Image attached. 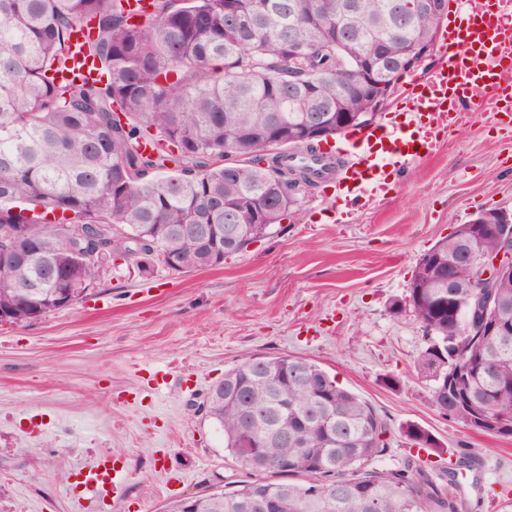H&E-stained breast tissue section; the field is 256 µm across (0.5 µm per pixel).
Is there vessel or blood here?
<instances>
[{"mask_svg":"<svg viewBox=\"0 0 512 512\" xmlns=\"http://www.w3.org/2000/svg\"><path fill=\"white\" fill-rule=\"evenodd\" d=\"M464 24L444 36L442 62L408 89L400 119L361 133L357 152L336 179L337 199L352 203L380 197L400 164L432 154L439 132L462 127L469 112L512 113V0H458ZM82 502L94 512L100 499L118 493L121 475L109 456L79 465Z\"/></svg>","mask_w":512,"mask_h":512,"instance_id":"vessel-or-blood-1","label":"vessel or blood"}]
</instances>
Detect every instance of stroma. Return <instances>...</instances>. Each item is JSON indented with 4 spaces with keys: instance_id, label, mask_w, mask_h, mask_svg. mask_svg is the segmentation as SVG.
I'll use <instances>...</instances> for the list:
<instances>
[{
    "instance_id": "stroma-1",
    "label": "stroma",
    "mask_w": 512,
    "mask_h": 512,
    "mask_svg": "<svg viewBox=\"0 0 512 512\" xmlns=\"http://www.w3.org/2000/svg\"><path fill=\"white\" fill-rule=\"evenodd\" d=\"M512 213V124L488 112L405 164L384 200L336 204L309 188L266 238L202 271L116 261L91 295L20 325L0 326V512H72L73 470L115 456L124 512L233 489L243 472L198 406L226 369L287 353L320 365L386 422L381 469L406 463L443 482L448 455L468 453L458 512H495L512 496V437L442 416L413 364L427 339L394 315L420 257L480 212ZM169 381L155 391L152 376ZM428 430L437 448L402 433ZM185 480L167 486L161 454Z\"/></svg>"
}]
</instances>
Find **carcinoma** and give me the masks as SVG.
<instances>
[{
	"mask_svg": "<svg viewBox=\"0 0 512 512\" xmlns=\"http://www.w3.org/2000/svg\"><path fill=\"white\" fill-rule=\"evenodd\" d=\"M362 29L359 48L404 51L416 31L441 18L414 13L415 0H148L140 20L121 0H0V307L9 323L37 320L84 297L88 284L120 257L144 274L219 266L266 237L321 172L271 150L276 118L296 127L302 112L341 111L357 128L377 115L356 85V51L336 38L343 2ZM300 41L298 60L288 42ZM98 61L93 77H70L74 55ZM146 142L151 150L142 148ZM277 210L255 223L254 204ZM502 226L476 247L492 256ZM80 251L97 252L85 263ZM451 234L423 255L408 294L391 303L409 312L428 345L414 358L441 415L471 426L480 416L512 425V276L498 289L491 318L503 336H468L472 270L448 287V254L467 252ZM471 365L470 399L448 400V342ZM200 408L219 426L247 479L230 491L175 499L163 512H299L311 484L336 485V506L309 499L308 512H453L454 472L437 485L422 469L378 470L381 417L315 363L254 356L224 372ZM264 457L248 451V433ZM411 444L431 447L426 429L408 425Z\"/></svg>",
	"mask_w": 512,
	"mask_h": 512,
	"instance_id": "carcinoma-1",
	"label": "carcinoma"
}]
</instances>
